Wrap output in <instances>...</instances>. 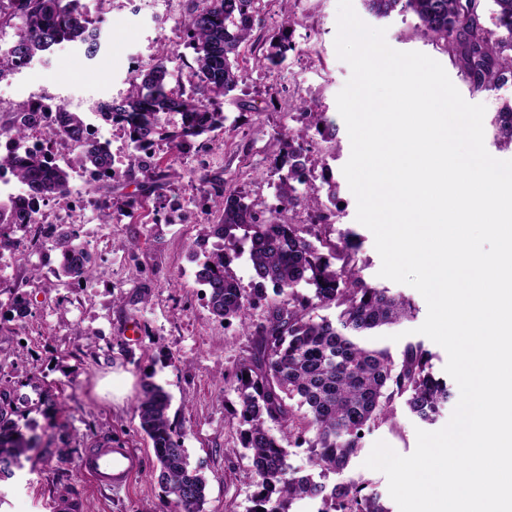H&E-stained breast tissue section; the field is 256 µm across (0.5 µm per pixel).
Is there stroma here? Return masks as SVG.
<instances>
[{"label": "stroma", "instance_id": "stroma-1", "mask_svg": "<svg viewBox=\"0 0 512 512\" xmlns=\"http://www.w3.org/2000/svg\"><path fill=\"white\" fill-rule=\"evenodd\" d=\"M84 4L100 31L99 57L86 60L77 44L67 43L36 57L29 68L11 72L0 81V122L13 107L38 96L70 104L126 95L133 69L158 58L166 60L173 83L187 87L193 82L195 54L186 46L180 26L187 0H84ZM353 6L365 23L385 29L393 49L432 57L465 101L485 105V147L495 158L512 159V150L499 147L491 127L501 105L512 101V82L490 92H470L442 43L416 31L414 15L395 14L382 20L370 15L362 0H353ZM287 17L296 18L293 39L306 51L288 54L279 67L266 68L258 62L269 49L263 36ZM259 19L252 38L241 48L242 80L224 99L225 128L210 150L183 153L165 142L156 149L157 157L178 174L180 220L155 223L153 202L146 199L137 212L116 208L110 223H100L93 186L88 177L77 175L71 190L80 197V205L49 200L40 214L44 223L79 227L95 259L90 286L75 289L57 280L43 252L31 247L24 229L13 232V254L0 257V373L17 381L26 371L36 372V385L18 391L20 410L36 422L42 439L57 446L71 439L74 452L62 465V481L78 493L83 512H158L156 461L133 412L148 376L170 395V419L183 428L190 464L201 467L207 480L204 512H250L257 476L250 459L237 450L234 412L239 398L224 376L246 357L251 338L239 322L225 324L215 318L201 294L194 256L200 251L203 225L216 222L217 216L196 207L194 201L212 189L210 182L200 179L206 171L223 186L242 189L248 201L265 208L267 218H276L277 184L286 173L280 141L305 126L299 114L280 111V102L305 99L336 126L335 140L321 143L315 151L313 176L301 191L310 204L320 206L326 202L328 185H335L336 217L333 224L322 227V238L337 241L348 229L360 234L362 277L413 300L418 314L401 329L429 350L435 373L444 372L446 351L416 332L427 316L425 299L410 286L379 277L381 259L374 237L357 222L356 199L342 173L351 144L336 96L351 68L338 58L334 45L337 0H262ZM130 153L121 131L113 130L112 154L120 170L112 183L113 198L138 193L144 181L140 172L130 171ZM132 239L138 243L133 255L124 248ZM35 268L40 277L32 276ZM17 293L32 303L31 316L21 322L6 318ZM47 387L60 390L61 405L58 411L42 413L34 405ZM451 414L447 407L435 422H424L410 413L404 399H395L389 419L366 432L348 477L364 480L389 512H399L386 476L364 465L373 444L382 440L398 454L410 455L416 448L417 430H438ZM106 438L139 460L126 488L99 485L80 468L87 449ZM52 477V464L43 461L40 450H32L13 478L0 481V512H54Z\"/></svg>", "mask_w": 512, "mask_h": 512}]
</instances>
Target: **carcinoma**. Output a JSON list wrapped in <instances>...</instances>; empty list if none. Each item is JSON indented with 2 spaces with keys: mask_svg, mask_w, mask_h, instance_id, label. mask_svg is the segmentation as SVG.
Listing matches in <instances>:
<instances>
[{
  "mask_svg": "<svg viewBox=\"0 0 512 512\" xmlns=\"http://www.w3.org/2000/svg\"><path fill=\"white\" fill-rule=\"evenodd\" d=\"M182 27L184 40L195 53L196 83L190 90L170 85L164 60L135 69L130 92L99 104L122 129L132 148L130 165L138 167L147 190L154 195V223L168 219L175 192L170 167L153 162L161 141L181 150L198 141L207 147L211 134L224 128L222 100L240 80V48L256 29L261 0H188ZM379 18L394 12L411 13L416 29L444 44L474 92L493 91L512 81V0H493L495 20L504 34L492 38L481 21L476 0H363ZM296 21L286 20L268 37L265 66L273 68L296 51ZM15 30L11 47L0 53V73L21 68L35 56L61 43H79L87 59L100 52V33L83 11L80 0H0V31ZM308 129L324 140L336 138V127L323 113L302 104ZM43 115L31 103L18 105L0 136L11 138L17 152L0 153V173L29 185L32 197L0 203V256L14 250L12 228L26 226L31 209L50 199L69 195L72 174L90 171L105 188L118 172L112 157L86 136L83 118L64 116L57 131H48ZM497 137L512 146V105L497 112ZM43 133L48 141L63 143L74 152L64 164L52 162L53 152L24 151L21 143ZM288 164L277 187L278 214L268 220L256 204L236 190L220 191L218 223L207 224L204 236L213 248L198 260L197 281L207 289V307L224 320L238 319L253 336L249 355L234 369L240 410L236 413L242 448L249 454L259 478L252 512H291L297 499L319 498L321 512H388L380 497L361 480L343 479L329 486L315 480L313 470L341 477L362 448L359 433L385 422L397 397L425 422L457 394L432 372L431 354L420 342H407L401 357H393L376 337L414 317L410 300L386 288L368 284L360 275L359 245L349 232L336 243L320 238V228L335 217L333 210L313 208L309 223L295 224L287 214L307 206L298 191L315 166L307 133L280 141ZM66 261L56 272L74 288L94 275L88 250L79 231L67 226L53 233ZM247 256L251 268L246 288L231 270L234 260ZM307 285L314 294L303 295ZM287 299L269 300L268 292ZM336 307L331 319L314 311ZM261 311L258 323L248 312ZM17 382L0 379V480L14 476L20 458L39 447L34 425L20 424ZM170 396L145 378L134 407L141 431L151 440L162 490L160 512H203L206 480L190 465L183 433L169 418ZM279 427L280 436L270 432ZM307 448L310 470L288 466L286 446ZM59 512H82L78 494L68 488L53 490Z\"/></svg>",
  "mask_w": 512,
  "mask_h": 512,
  "instance_id": "carcinoma-1",
  "label": "carcinoma"
}]
</instances>
